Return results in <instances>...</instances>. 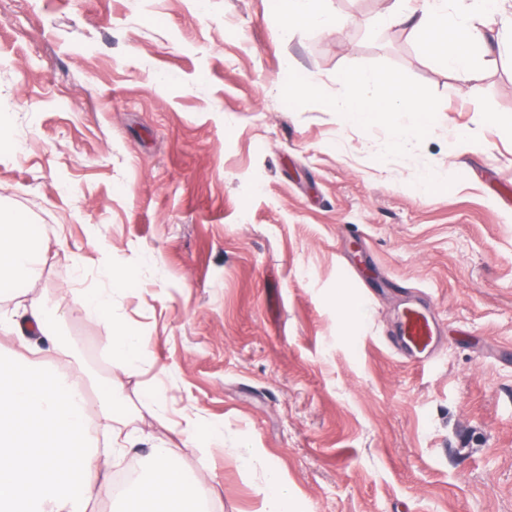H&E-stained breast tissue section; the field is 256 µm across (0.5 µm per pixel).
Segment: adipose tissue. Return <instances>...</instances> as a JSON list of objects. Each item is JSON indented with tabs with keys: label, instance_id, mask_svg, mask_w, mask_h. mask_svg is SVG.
I'll use <instances>...</instances> for the list:
<instances>
[{
	"label": "adipose tissue",
	"instance_id": "ef3b65f1",
	"mask_svg": "<svg viewBox=\"0 0 512 512\" xmlns=\"http://www.w3.org/2000/svg\"><path fill=\"white\" fill-rule=\"evenodd\" d=\"M417 2L408 13L388 6L377 24L409 27L423 38L431 56L467 80L475 58L489 47L486 23L497 15L499 0H472L457 20L449 17L446 0ZM273 17L285 30L306 26L329 32L340 22L330 0H276ZM337 81L344 94L336 108L349 124L380 121L399 134L404 117L413 114L423 128L436 125L431 109L398 75L360 70L340 74ZM41 259L27 217L1 214L0 283H28ZM102 274L107 289L66 290L57 307L31 306L25 321L50 338L54 325L67 315H95L111 332L113 358L125 366L138 363L147 354L145 341L112 317V297L122 292L126 276L109 264ZM118 385L114 379L97 388L99 417L109 435L108 447L101 448L88 442L83 391L94 386L90 377L55 370L35 374L27 363L0 361V512H87L92 494L103 487L102 462L127 443L116 426L122 409ZM205 479V473L184 471L170 449L152 447L146 475L123 491L124 512H202Z\"/></svg>",
	"mask_w": 512,
	"mask_h": 512
}]
</instances>
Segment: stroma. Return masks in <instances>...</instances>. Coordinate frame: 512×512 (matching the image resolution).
Wrapping results in <instances>:
<instances>
[{
	"label": "stroma",
	"mask_w": 512,
	"mask_h": 512,
	"mask_svg": "<svg viewBox=\"0 0 512 512\" xmlns=\"http://www.w3.org/2000/svg\"><path fill=\"white\" fill-rule=\"evenodd\" d=\"M334 2L337 30L284 36L271 0H0V205L46 253L0 314L127 274L142 362L95 318L59 325L142 439L110 477L154 443L209 470V512H261L273 469L294 512H512V0L464 82L374 25L384 0ZM288 64L323 94L282 90ZM351 70L401 76L437 128L407 115L386 150L334 106ZM409 297L439 325L428 365L393 347Z\"/></svg>",
	"instance_id": "stroma-1"
}]
</instances>
